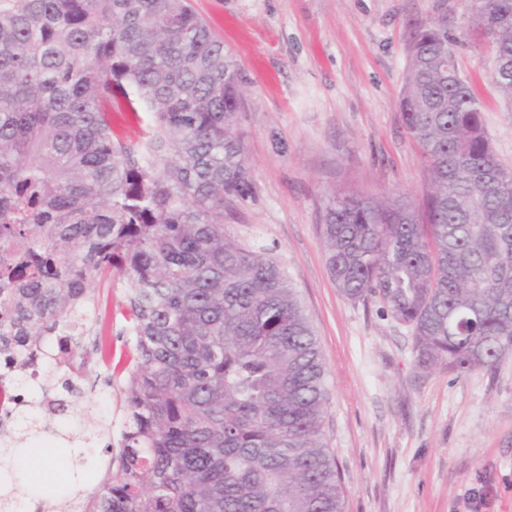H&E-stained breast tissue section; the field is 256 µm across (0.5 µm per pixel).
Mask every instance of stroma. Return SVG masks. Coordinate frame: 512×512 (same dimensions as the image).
<instances>
[{"instance_id":"stroma-1","label":"stroma","mask_w":512,"mask_h":512,"mask_svg":"<svg viewBox=\"0 0 512 512\" xmlns=\"http://www.w3.org/2000/svg\"><path fill=\"white\" fill-rule=\"evenodd\" d=\"M238 65L237 117L254 195L225 213L238 241L263 244L296 288L326 368L324 433L345 512H512V358L492 370L423 369L409 327L378 299L336 289L319 206L331 191L420 200L424 169L399 106L411 41L437 22L460 43L458 64L484 105L498 161L512 169V110L487 79L493 57L464 0H190ZM125 278L102 280L88 310L112 344L111 378L49 419L56 463L44 484L89 497L106 475L109 432L124 419Z\"/></svg>"}]
</instances>
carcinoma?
I'll return each instance as SVG.
<instances>
[{"mask_svg": "<svg viewBox=\"0 0 512 512\" xmlns=\"http://www.w3.org/2000/svg\"><path fill=\"white\" fill-rule=\"evenodd\" d=\"M470 12L493 33L490 82L512 102V0ZM448 29L412 41L401 98L422 200L327 194L336 288L410 327L418 365L492 370L512 358V172ZM232 54L188 0H11L0 6V358L43 374L61 415L92 372L93 280L129 282L118 473L68 512H344L323 432L325 367L272 249L224 210L253 194L236 131ZM146 114L139 146L112 110ZM49 336L53 366L35 369Z\"/></svg>", "mask_w": 512, "mask_h": 512, "instance_id": "1", "label": "carcinoma"}]
</instances>
